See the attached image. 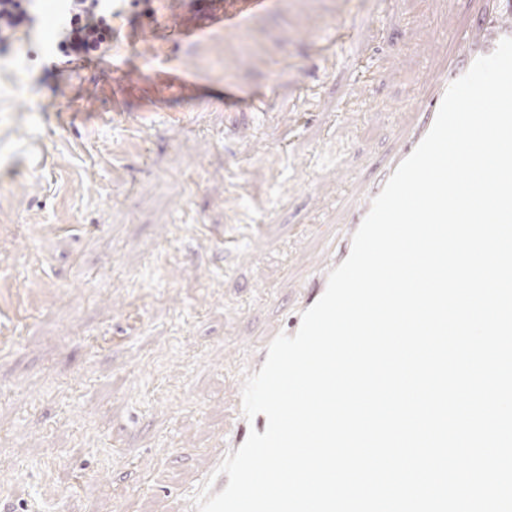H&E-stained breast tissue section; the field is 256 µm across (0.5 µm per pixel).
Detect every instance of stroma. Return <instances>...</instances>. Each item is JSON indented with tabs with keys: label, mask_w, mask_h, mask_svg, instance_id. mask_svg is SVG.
<instances>
[{
	"label": "stroma",
	"mask_w": 512,
	"mask_h": 512,
	"mask_svg": "<svg viewBox=\"0 0 512 512\" xmlns=\"http://www.w3.org/2000/svg\"><path fill=\"white\" fill-rule=\"evenodd\" d=\"M109 7L99 62L53 55L61 0L0 44V512H178L243 352L283 322L266 291L296 301L322 259L306 225L395 148L474 3L265 0L196 40L169 32L204 25L188 0ZM356 19V52L311 48ZM179 61L194 96L160 82ZM239 209L261 230L236 251L194 235Z\"/></svg>",
	"instance_id": "35a3bbf8"
}]
</instances>
